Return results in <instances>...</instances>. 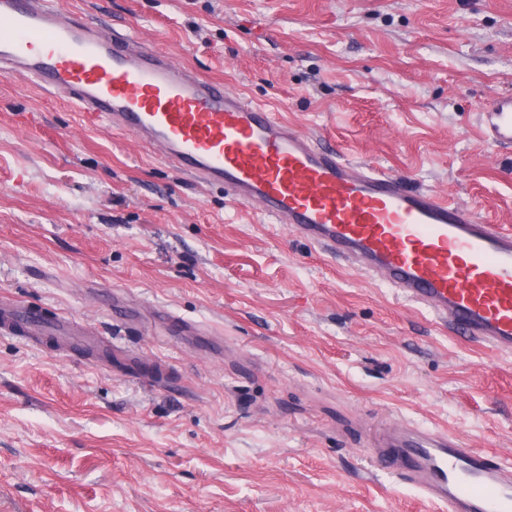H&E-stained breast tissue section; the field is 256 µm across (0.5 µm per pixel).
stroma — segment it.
<instances>
[{
	"label": "stroma",
	"instance_id": "stroma-1",
	"mask_svg": "<svg viewBox=\"0 0 512 512\" xmlns=\"http://www.w3.org/2000/svg\"><path fill=\"white\" fill-rule=\"evenodd\" d=\"M59 5L512 230V150L477 135L512 92V0ZM4 300L95 347L0 334L9 512H440L370 467L396 420L512 459V355L0 76Z\"/></svg>",
	"mask_w": 512,
	"mask_h": 512
}]
</instances>
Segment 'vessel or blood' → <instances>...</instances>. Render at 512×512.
<instances>
[{
	"label": "vessel or blood",
	"instance_id": "vessel-or-blood-1",
	"mask_svg": "<svg viewBox=\"0 0 512 512\" xmlns=\"http://www.w3.org/2000/svg\"><path fill=\"white\" fill-rule=\"evenodd\" d=\"M0 75L65 94L88 122L131 134L201 184L224 186L466 340L512 353V231L346 161L270 105L132 35L105 36L49 0H0ZM479 129L512 148V93L492 96ZM45 327L35 310L0 306L1 333L35 336ZM372 459L446 512H512V462L447 431L390 425Z\"/></svg>",
	"mask_w": 512,
	"mask_h": 512
}]
</instances>
